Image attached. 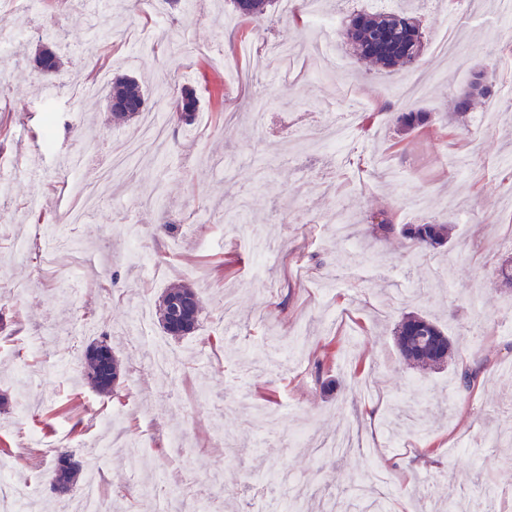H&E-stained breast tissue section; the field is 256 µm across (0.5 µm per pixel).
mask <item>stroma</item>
<instances>
[{"label": "stroma", "instance_id": "stroma-1", "mask_svg": "<svg viewBox=\"0 0 512 512\" xmlns=\"http://www.w3.org/2000/svg\"><path fill=\"white\" fill-rule=\"evenodd\" d=\"M368 0H318L320 24L298 23L276 0L267 23L239 16L231 0H33L19 18L0 0V458L28 444L19 474L32 512H62L52 493L55 458L45 442L95 438L110 429L151 439L136 464L110 458L101 479L109 512H322L341 497L350 512L353 474L384 472L374 512H423L470 497L476 512L512 500V292L494 273L512 255V18L497 0H417L425 52L412 67L366 70L339 30ZM62 32L63 68L44 77L26 60L46 28ZM496 78L498 98L464 120L451 95L476 72ZM146 84L148 111L164 114L168 149L143 144L108 193L96 192L114 151L137 124L108 123L116 76ZM199 98L193 125L172 106L183 88ZM264 89V125L252 120ZM358 100L359 123L340 150L321 139L330 114ZM428 112L445 137L402 135L394 113ZM79 166H65L75 153ZM470 168L452 170L451 155ZM423 207L410 211L405 200ZM347 209L354 225L337 239ZM393 223L453 222V240L420 262ZM158 266L143 273L131 228ZM198 286L199 329L164 335L154 314L171 283ZM416 311L436 319L454 345L449 366L420 373L398 356L393 329ZM107 337L125 375L103 397L82 380L80 354ZM176 365L156 371L146 340ZM329 353L325 377L313 363ZM480 385L453 389L462 363ZM180 435L182 447L169 445Z\"/></svg>", "mask_w": 512, "mask_h": 512}]
</instances>
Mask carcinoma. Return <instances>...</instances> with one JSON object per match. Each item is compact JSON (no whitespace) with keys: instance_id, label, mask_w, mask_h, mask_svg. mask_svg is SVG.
I'll return each instance as SVG.
<instances>
[{"instance_id":"cac0c4a2","label":"carcinoma","mask_w":512,"mask_h":512,"mask_svg":"<svg viewBox=\"0 0 512 512\" xmlns=\"http://www.w3.org/2000/svg\"><path fill=\"white\" fill-rule=\"evenodd\" d=\"M413 0H396L390 11L361 10L352 13L341 31L343 43L361 61L378 69H395L416 64L424 53L425 43L420 20L409 7ZM274 0H233L236 12L255 21L267 18V12ZM58 35L39 42L34 51V62L46 76H51L64 66L63 57L53 48ZM471 91L451 99L453 112L468 111L471 99L495 97L497 84L477 73L470 84ZM108 112L112 121L129 123L142 117L147 97L139 82L122 75L112 80L107 94ZM180 102L183 114L180 121L190 124L197 112V96L192 89L182 92ZM400 129L406 133L425 132L429 124L426 112L410 110L396 116ZM454 225L448 224H406L402 234L408 240L409 258L418 261L431 250L450 243ZM499 286L512 291V256L501 261L496 268ZM202 304L196 289L189 283H173L164 290L158 301V323L167 334L178 330L177 337L191 335L198 330ZM394 339L402 359L416 369H442L452 360V344L439 324L411 311L403 315L395 328ZM123 367L114 355L112 343L103 338L88 344L83 353L82 376L85 383L99 395H109L119 384ZM83 470L82 462L69 450L58 456L52 478V490L66 495L71 492Z\"/></svg>"}]
</instances>
